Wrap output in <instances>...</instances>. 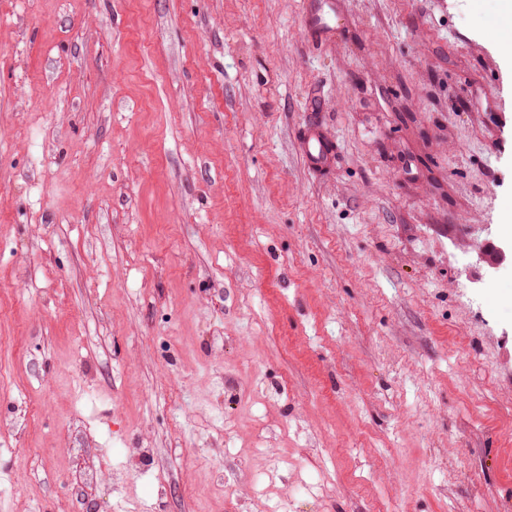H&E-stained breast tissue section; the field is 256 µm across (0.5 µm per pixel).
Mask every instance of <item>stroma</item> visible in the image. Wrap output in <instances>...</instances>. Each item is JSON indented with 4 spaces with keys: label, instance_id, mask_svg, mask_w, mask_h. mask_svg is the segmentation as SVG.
Segmentation results:
<instances>
[{
    "label": "stroma",
    "instance_id": "35a3bbf8",
    "mask_svg": "<svg viewBox=\"0 0 512 512\" xmlns=\"http://www.w3.org/2000/svg\"><path fill=\"white\" fill-rule=\"evenodd\" d=\"M337 4L0 0V512L512 505L496 0ZM303 12L302 24L314 40H326L335 33V27L330 26L327 18L336 13V2L333 0H307ZM307 164L316 170L325 169L331 162L333 147L317 133L304 134L301 140ZM479 263L489 272L497 271L504 263L512 264V243L510 247L497 245L494 242H487L477 252Z\"/></svg>",
    "mask_w": 512,
    "mask_h": 512
}]
</instances>
